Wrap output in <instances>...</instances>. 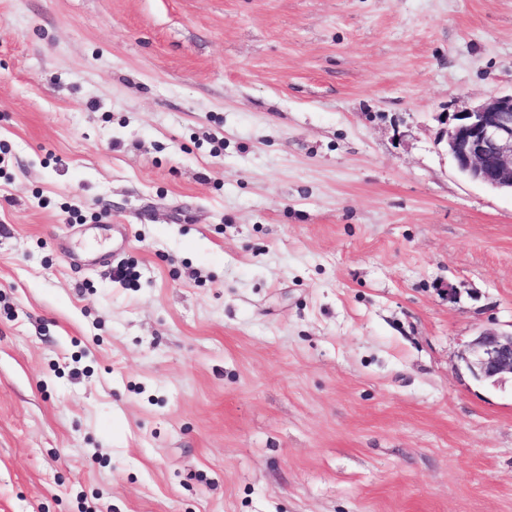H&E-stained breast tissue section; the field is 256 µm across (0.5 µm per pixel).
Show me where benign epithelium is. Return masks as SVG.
<instances>
[{
  "instance_id": "benign-epithelium-1",
  "label": "benign epithelium",
  "mask_w": 512,
  "mask_h": 512,
  "mask_svg": "<svg viewBox=\"0 0 512 512\" xmlns=\"http://www.w3.org/2000/svg\"><path fill=\"white\" fill-rule=\"evenodd\" d=\"M445 137L460 173L491 189L512 193V93L490 96L456 113ZM462 359L480 380L496 384L512 376V331L481 332Z\"/></svg>"
}]
</instances>
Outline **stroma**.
<instances>
[{"mask_svg":"<svg viewBox=\"0 0 512 512\" xmlns=\"http://www.w3.org/2000/svg\"><path fill=\"white\" fill-rule=\"evenodd\" d=\"M510 92L512 0H0V512H512ZM446 146L460 173L512 194V92L493 95L456 112ZM462 359L477 379L493 384L505 375L512 379V331H482L469 344Z\"/></svg>","mask_w":512,"mask_h":512,"instance_id":"1","label":"stroma"}]
</instances>
